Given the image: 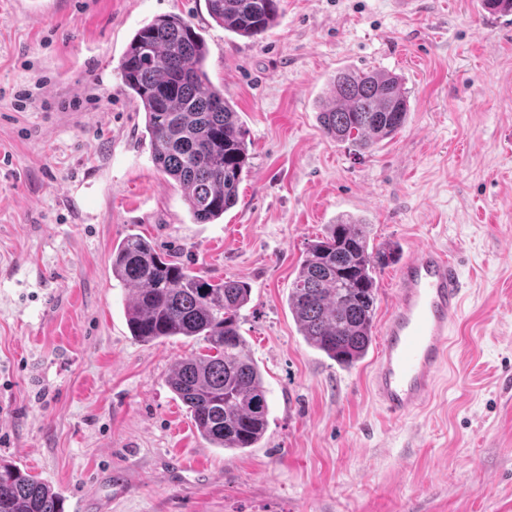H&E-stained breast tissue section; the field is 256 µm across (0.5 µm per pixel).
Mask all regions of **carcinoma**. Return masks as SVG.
I'll list each match as a JSON object with an SVG mask.
<instances>
[{
  "instance_id": "1",
  "label": "carcinoma",
  "mask_w": 512,
  "mask_h": 512,
  "mask_svg": "<svg viewBox=\"0 0 512 512\" xmlns=\"http://www.w3.org/2000/svg\"><path fill=\"white\" fill-rule=\"evenodd\" d=\"M280 0H206L224 30L256 39L280 17ZM209 49L178 14L138 29L120 61L125 91L142 107L157 171L181 190L193 221L211 224L238 202L249 167L246 130L234 105L206 70ZM402 79L389 72H336L318 114L323 135L368 151L405 125ZM392 245L370 244L366 224L342 216L307 245L288 294L305 341L343 367L372 343L376 272L395 261ZM112 276L131 288L130 331L142 342L200 338L206 352L178 360L167 377L198 431L212 446L253 448L269 411L261 372L239 332L250 286L193 271L150 239L129 234L112 249ZM0 512H63V502L37 475L0 459Z\"/></svg>"
}]
</instances>
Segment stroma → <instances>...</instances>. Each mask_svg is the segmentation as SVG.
I'll list each match as a JSON object with an SVG mask.
<instances>
[{
    "mask_svg": "<svg viewBox=\"0 0 512 512\" xmlns=\"http://www.w3.org/2000/svg\"><path fill=\"white\" fill-rule=\"evenodd\" d=\"M260 39L205 0H0V458L65 512H512V13L480 0H281ZM179 14L247 132L250 169L222 219L194 223L140 139L118 65L136 29ZM402 77L405 127L365 153L325 138L336 71ZM363 220L401 257L449 250L468 285L450 371L394 422L288 308L309 242ZM140 234L195 271L251 286L240 334L268 425L213 447L166 379L203 340L143 343L112 247Z\"/></svg>",
    "mask_w": 512,
    "mask_h": 512,
    "instance_id": "obj_1",
    "label": "stroma"
}]
</instances>
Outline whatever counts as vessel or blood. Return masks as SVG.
<instances>
[{
    "label": "vessel or blood",
    "mask_w": 512,
    "mask_h": 512,
    "mask_svg": "<svg viewBox=\"0 0 512 512\" xmlns=\"http://www.w3.org/2000/svg\"><path fill=\"white\" fill-rule=\"evenodd\" d=\"M466 288L443 248L425 247L399 265L372 375L390 420H404L432 397L436 376L451 359L450 328L463 314Z\"/></svg>",
    "instance_id": "1"
}]
</instances>
